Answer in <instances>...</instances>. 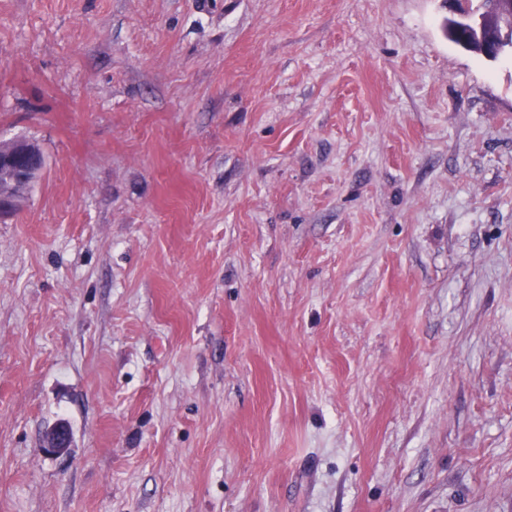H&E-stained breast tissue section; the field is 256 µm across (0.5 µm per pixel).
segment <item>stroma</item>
<instances>
[{
	"label": "stroma",
	"mask_w": 512,
	"mask_h": 512,
	"mask_svg": "<svg viewBox=\"0 0 512 512\" xmlns=\"http://www.w3.org/2000/svg\"><path fill=\"white\" fill-rule=\"evenodd\" d=\"M449 15L0 0V512H512V59ZM0 165H3L0 167V187L8 188V181L15 173L23 182L37 178L44 168L45 159L42 151L32 143L18 140L1 149ZM73 435L64 421L57 422L46 434L43 451L50 456L61 455L71 448Z\"/></svg>",
	"instance_id": "obj_1"
}]
</instances>
